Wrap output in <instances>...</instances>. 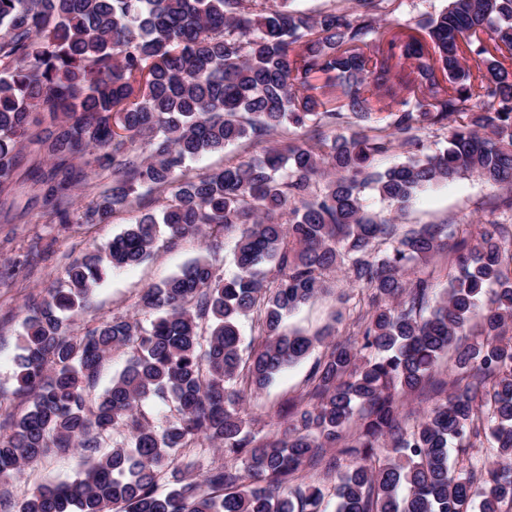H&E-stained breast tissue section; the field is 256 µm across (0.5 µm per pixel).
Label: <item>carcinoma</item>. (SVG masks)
I'll return each instance as SVG.
<instances>
[{"instance_id": "obj_1", "label": "carcinoma", "mask_w": 512, "mask_h": 512, "mask_svg": "<svg viewBox=\"0 0 512 512\" xmlns=\"http://www.w3.org/2000/svg\"><path fill=\"white\" fill-rule=\"evenodd\" d=\"M388 2L309 14L289 0H0V187L22 150L44 146L52 163L32 177L54 223H102L144 188L168 199L73 261L25 317L17 381L29 405L5 419L0 479L52 448L81 449L84 467L20 502L3 489L0 512H326L323 488L300 474L321 463L336 512L512 509V224L480 225L438 298L409 272L468 225L397 224L420 192L465 174L512 187V0H448L413 27L381 24ZM400 93L379 124L377 105ZM287 125L298 142L186 174L189 160ZM423 129L448 131L447 146ZM397 148L407 161L377 169ZM101 177L109 187L74 209L71 188ZM367 190L391 210L369 211ZM161 224L214 255L239 229L236 271L198 257L141 295L149 325L114 316L71 333L68 314L108 272L149 259ZM342 268L362 291L357 338L286 331L284 317ZM248 317L257 345H243ZM317 343L306 397L254 429L238 383L261 392ZM121 349L125 367L89 401ZM450 350L453 390L407 426L402 398ZM151 398L170 407L159 428L141 411ZM483 436L494 460L450 467L452 445ZM211 448L224 462L194 476Z\"/></svg>"}]
</instances>
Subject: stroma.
<instances>
[{"label": "stroma", "mask_w": 512, "mask_h": 512, "mask_svg": "<svg viewBox=\"0 0 512 512\" xmlns=\"http://www.w3.org/2000/svg\"><path fill=\"white\" fill-rule=\"evenodd\" d=\"M39 161V156L23 151L18 183L0 195V272L6 270L11 274L8 281L0 283V420L27 407L25 396L16 391L15 374L19 338L28 308L42 299L74 258L104 248L142 214L159 211L166 203L163 195L146 193L125 209L114 212L104 223L63 227L51 223L35 201L38 187L31 171ZM498 194V189L474 177L440 184L421 192L400 224L405 229L420 224H475L489 218L492 200ZM205 252L206 244L201 238L186 236L173 241L168 231H161L149 260L109 272L96 285L90 307L73 317L72 332L82 333L119 315L148 322V314L138 306L143 289L174 276L187 262ZM327 280L329 288L325 293L288 315L284 322L287 330L313 335L332 327L338 336L347 335L348 322L334 320L340 307L339 297L346 288L340 275L328 274ZM323 353V347H316L305 359L278 374L261 393L247 398L243 409L257 428L272 430L278 406L304 398L310 372ZM82 462V454L75 450L53 453L38 464L24 467L8 481L7 487L19 500L38 485L73 480Z\"/></svg>", "instance_id": "stroma-1"}]
</instances>
